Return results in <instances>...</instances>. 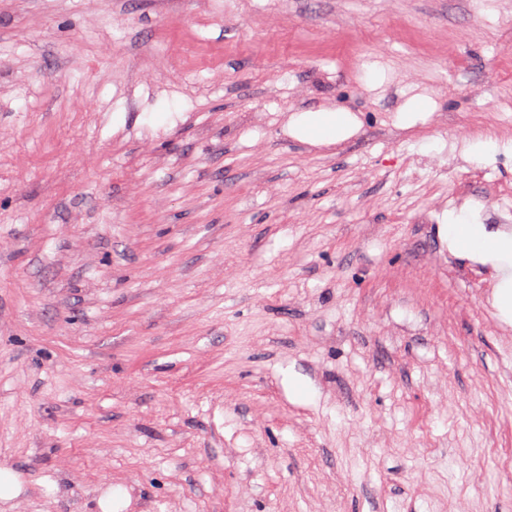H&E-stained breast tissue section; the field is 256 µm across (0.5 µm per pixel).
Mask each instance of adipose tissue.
<instances>
[{"label":"adipose tissue","mask_w":512,"mask_h":512,"mask_svg":"<svg viewBox=\"0 0 512 512\" xmlns=\"http://www.w3.org/2000/svg\"><path fill=\"white\" fill-rule=\"evenodd\" d=\"M358 128L354 114L344 109H324L292 114L290 136L312 144L328 145L351 137ZM441 235L451 250L492 264L500 273L493 304L504 321L512 320V234L488 231L482 224H445Z\"/></svg>","instance_id":"obj_1"}]
</instances>
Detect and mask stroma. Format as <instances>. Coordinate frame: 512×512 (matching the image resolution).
I'll list each match as a JSON object with an SVG mask.
<instances>
[{
  "label": "stroma",
  "mask_w": 512,
  "mask_h": 512,
  "mask_svg": "<svg viewBox=\"0 0 512 512\" xmlns=\"http://www.w3.org/2000/svg\"><path fill=\"white\" fill-rule=\"evenodd\" d=\"M509 191L512 0H0V512H512ZM358 128L354 114L345 109H324L292 114L288 134L312 145H328L351 137ZM441 235L448 247L492 264L500 272L493 304L503 320L512 319V234L488 231L483 224H442Z\"/></svg>",
  "instance_id": "stroma-1"
}]
</instances>
